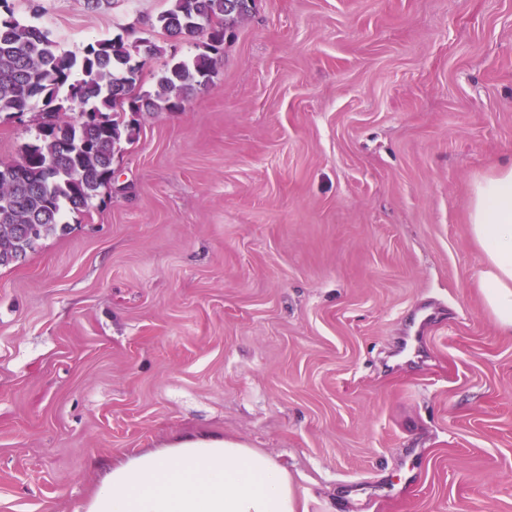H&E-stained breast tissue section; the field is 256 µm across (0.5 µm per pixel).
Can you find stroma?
<instances>
[{
  "instance_id": "obj_1",
  "label": "stroma",
  "mask_w": 512,
  "mask_h": 512,
  "mask_svg": "<svg viewBox=\"0 0 512 512\" xmlns=\"http://www.w3.org/2000/svg\"><path fill=\"white\" fill-rule=\"evenodd\" d=\"M10 4L65 52L166 42L170 0ZM138 121L111 192L0 268V512H81L197 431L273 456L302 512H512V335L467 221L512 162V0H255Z\"/></svg>"
}]
</instances>
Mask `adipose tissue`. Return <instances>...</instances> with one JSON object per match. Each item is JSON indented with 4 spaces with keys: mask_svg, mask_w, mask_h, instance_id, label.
Segmentation results:
<instances>
[{
    "mask_svg": "<svg viewBox=\"0 0 512 512\" xmlns=\"http://www.w3.org/2000/svg\"><path fill=\"white\" fill-rule=\"evenodd\" d=\"M469 225L484 256V302L511 335L512 163L475 182ZM82 512H297V504L287 471L268 454L202 432L113 462Z\"/></svg>",
    "mask_w": 512,
    "mask_h": 512,
    "instance_id": "adipose-tissue-1",
    "label": "adipose tissue"
}]
</instances>
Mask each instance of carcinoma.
I'll list each match as a JSON object with an SVG mask.
<instances>
[{"label":"carcinoma","instance_id":"1","mask_svg":"<svg viewBox=\"0 0 512 512\" xmlns=\"http://www.w3.org/2000/svg\"><path fill=\"white\" fill-rule=\"evenodd\" d=\"M250 9L249 0H172L151 27L168 40H200L191 59L170 55L158 75L155 95L134 93L142 68L164 49L148 38L122 35L89 45L83 54L62 53L46 29L19 20L9 0H0V117L41 104L47 130L25 145L16 161L0 162V267L24 260L41 239L64 233L65 210L85 212L112 188L116 145L137 131L131 112H175L209 82L230 25ZM79 112L64 120L61 113Z\"/></svg>","mask_w":512,"mask_h":512}]
</instances>
